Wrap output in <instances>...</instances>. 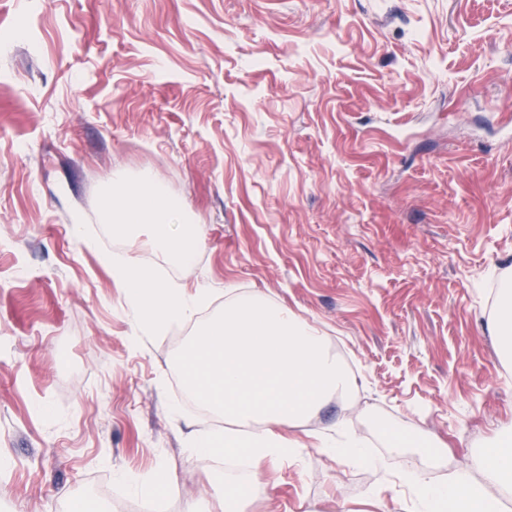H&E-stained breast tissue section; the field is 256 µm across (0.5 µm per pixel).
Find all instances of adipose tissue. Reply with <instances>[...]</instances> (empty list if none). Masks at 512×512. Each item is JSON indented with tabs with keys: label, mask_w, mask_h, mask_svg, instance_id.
Here are the masks:
<instances>
[{
	"label": "adipose tissue",
	"mask_w": 512,
	"mask_h": 512,
	"mask_svg": "<svg viewBox=\"0 0 512 512\" xmlns=\"http://www.w3.org/2000/svg\"><path fill=\"white\" fill-rule=\"evenodd\" d=\"M224 311L201 326L181 354L190 393L226 428L220 434L192 435L195 453L232 457L247 451L254 473L269 477L299 448H329L341 460L358 464L367 457L361 443L324 434L298 437V422L335 405L333 427L353 389L354 380L326 345L318 329L288 307L258 292L224 291ZM478 482L459 472L447 482L407 477V499L388 502V485L369 491L364 501L385 512H448L458 501L467 512H498L503 495L512 492V453L496 450L473 458Z\"/></svg>",
	"instance_id": "adipose-tissue-1"
}]
</instances>
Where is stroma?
Returning <instances> with one entry per match:
<instances>
[{
    "mask_svg": "<svg viewBox=\"0 0 512 512\" xmlns=\"http://www.w3.org/2000/svg\"><path fill=\"white\" fill-rule=\"evenodd\" d=\"M151 171L198 224L200 316L150 339L89 241L99 191ZM512 278V0H0V512L137 503L172 476L209 512L231 473L186 446L173 335L264 293L356 377L344 432L384 469L297 449L252 512H361L512 428L489 319ZM406 436L395 443L390 432ZM446 447L435 455L429 436ZM116 477L118 480L127 483L136 495L162 496L167 493L171 485L167 472L162 468L149 481L144 483H138L127 473H117Z\"/></svg>",
    "mask_w": 512,
    "mask_h": 512,
    "instance_id": "obj_1",
    "label": "stroma"
}]
</instances>
